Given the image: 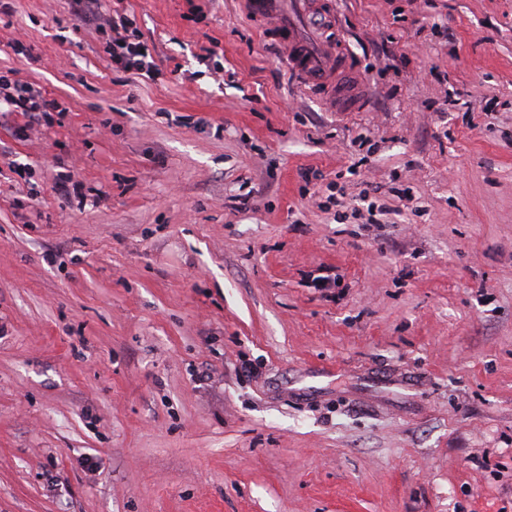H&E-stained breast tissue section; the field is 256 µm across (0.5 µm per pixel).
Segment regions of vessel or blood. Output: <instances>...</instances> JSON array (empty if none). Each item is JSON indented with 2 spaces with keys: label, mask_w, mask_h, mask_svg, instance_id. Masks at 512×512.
I'll list each match as a JSON object with an SVG mask.
<instances>
[{
  "label": "vessel or blood",
  "mask_w": 512,
  "mask_h": 512,
  "mask_svg": "<svg viewBox=\"0 0 512 512\" xmlns=\"http://www.w3.org/2000/svg\"><path fill=\"white\" fill-rule=\"evenodd\" d=\"M248 13L266 26L268 38L285 51V62L301 86L317 95H332L361 108L354 59L333 40L336 26L332 0H244Z\"/></svg>",
  "instance_id": "b4317fda"
}]
</instances>
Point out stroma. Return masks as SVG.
<instances>
[{
  "mask_svg": "<svg viewBox=\"0 0 512 512\" xmlns=\"http://www.w3.org/2000/svg\"><path fill=\"white\" fill-rule=\"evenodd\" d=\"M7 3L0 512H512V0H337L361 112L243 0H100L149 76ZM99 30L102 34L111 31L115 36H110L106 45V53L112 64L118 65L125 71H137L140 74L153 72V56L147 44L140 39V34L135 28V23L127 15L116 14L105 17L98 14ZM144 50V53H141ZM16 71H0V117L14 112L39 122V116L47 119L50 112L64 111L60 103L43 95L33 84L16 78Z\"/></svg>",
  "mask_w": 512,
  "mask_h": 512,
  "instance_id": "obj_1",
  "label": "stroma"
}]
</instances>
